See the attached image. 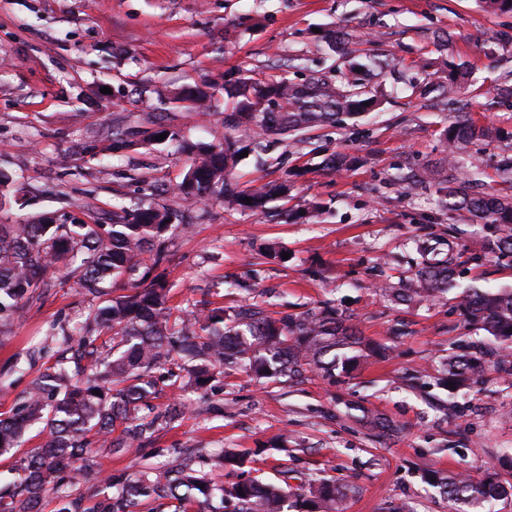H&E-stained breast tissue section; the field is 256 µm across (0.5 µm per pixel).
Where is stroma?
Returning a JSON list of instances; mask_svg holds the SVG:
<instances>
[{
	"label": "stroma",
	"instance_id": "stroma-1",
	"mask_svg": "<svg viewBox=\"0 0 512 512\" xmlns=\"http://www.w3.org/2000/svg\"><path fill=\"white\" fill-rule=\"evenodd\" d=\"M332 32L361 36V51L380 60L361 75L379 108L315 131L317 152L278 142L263 162L244 157L232 181L240 190L295 170L288 201L270 208L317 216L286 223L217 202L183 208L172 188L188 158L147 134L162 123L190 142L222 141L225 106L216 100L202 117L160 103L156 87L281 73L301 84L333 65ZM463 62L471 74L453 110L433 87L443 65ZM506 86L512 13L486 12L478 0H0V168L13 176L0 193V224L46 214L89 222L141 199L179 209L186 227L166 271L173 310L207 299L279 317L328 300L365 340L392 350L335 382L310 371L287 382L229 371L204 394L173 366L140 412L154 424L145 448L99 452L88 475L71 479L72 493L102 499L106 476H156L178 457L219 485L232 475L209 459L224 449L247 453L268 482L288 470L352 483L345 512H387L402 501L414 512H453L428 482L433 471L477 477L493 466L512 485V376L490 367L471 389L448 391L440 380L449 355L478 340L454 293L411 304L384 294L426 262L460 253L470 261L456 269L459 287L512 288V256L485 253L494 225L448 211L436 186L399 180L439 163L444 130L469 120L493 135L461 152L457 178L476 166L484 186L511 188L496 168L512 156V99L498 93ZM116 126L134 142L121 153L111 148ZM335 153L356 165L330 174L323 160ZM269 245L279 257L265 255ZM97 304L56 273L0 331V417L53 362L56 339ZM172 405L182 417L158 421Z\"/></svg>",
	"mask_w": 512,
	"mask_h": 512
}]
</instances>
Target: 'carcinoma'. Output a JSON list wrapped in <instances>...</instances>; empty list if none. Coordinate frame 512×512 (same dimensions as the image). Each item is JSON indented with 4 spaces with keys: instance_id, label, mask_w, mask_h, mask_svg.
Segmentation results:
<instances>
[{
    "instance_id": "cac0c4a2",
    "label": "carcinoma",
    "mask_w": 512,
    "mask_h": 512,
    "mask_svg": "<svg viewBox=\"0 0 512 512\" xmlns=\"http://www.w3.org/2000/svg\"><path fill=\"white\" fill-rule=\"evenodd\" d=\"M467 69H449L440 94L452 102L463 93ZM224 104L230 112L225 126L243 130L252 151L261 155L273 140L314 148L311 133L341 117H355L376 107L375 95L354 78L338 86L325 76L298 85L287 77L264 82L246 78L226 80ZM214 94L185 85L173 99L193 112H205ZM189 155V164L174 191L188 206L201 197L216 199L229 208L264 213L272 199H286L290 191L285 173L280 182L255 183L230 189L240 148L232 136L219 143H188L179 131L162 126L155 135ZM492 131L471 121H459L444 133L443 166L427 168L413 183L434 184L447 199L448 209L496 225L498 236L487 244L490 254L512 253V195L472 193L463 181L448 180L445 171L468 146L490 137ZM350 167L345 154H332L324 168L341 174ZM251 203H246L245 198ZM175 210L137 203L112 210V216L90 224L58 221L43 216L18 224H0V327L19 319L27 303L40 296L48 274L64 268L77 288L101 299L88 322L76 333L73 365L62 359L46 367L33 381L15 413L0 418V456H13L35 426L45 443L24 461L23 475L14 488L0 494V512H40L48 493L55 495L56 512H127L142 500L168 499L181 512H210L212 489L208 475L181 463L163 478L145 475L112 477L105 483L112 497L88 506L68 491L65 478L86 474L99 450L114 452L141 448L153 423L139 422V412L157 393L166 366L181 356L190 362L188 382L207 386L218 373L241 370L257 380L299 377L310 370L330 379L336 369L348 373L366 357L363 340L336 308L324 303L299 315L274 318L256 305L232 313L207 303L200 312L177 314L167 305L162 265L170 262L172 229L179 226ZM460 257L426 264L404 287L384 289L394 300L416 302L454 289ZM125 281L129 292L112 296L108 285ZM466 320L484 331L500 348L512 346V289L466 288L456 296ZM112 332L116 344L103 356L97 341ZM486 361L472 354L448 357V381L454 388L478 382ZM123 425L114 438L116 425ZM247 455L223 450L211 458V467L238 468L236 481L218 488L224 512H342V504L355 491L349 484L309 478L297 488L282 482L263 483L243 470ZM433 485L454 504V512H483L486 504L504 493L497 470L489 467L480 479L462 474L435 473Z\"/></svg>"
}]
</instances>
